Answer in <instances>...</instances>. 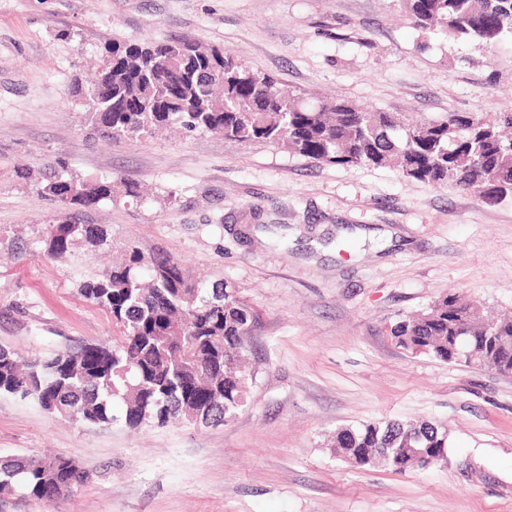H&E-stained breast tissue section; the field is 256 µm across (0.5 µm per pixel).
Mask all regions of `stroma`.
<instances>
[{
	"instance_id": "35a3bbf8",
	"label": "stroma",
	"mask_w": 512,
	"mask_h": 512,
	"mask_svg": "<svg viewBox=\"0 0 512 512\" xmlns=\"http://www.w3.org/2000/svg\"><path fill=\"white\" fill-rule=\"evenodd\" d=\"M172 37L384 112L512 107L511 41L420 32L400 0H0V347L30 359L118 335L80 288L130 244L257 312L247 404L218 425L94 427L0 395V459L63 454L92 471L57 505L0 512H512V376L409 354L386 332L449 293L512 314V199L179 128L86 138L68 89L97 50ZM53 159L142 187L78 215L107 229L105 250L42 257L69 214L13 168ZM379 420L445 426L449 463L401 474L337 458V431Z\"/></svg>"
}]
</instances>
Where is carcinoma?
<instances>
[{
    "instance_id": "carcinoma-1",
    "label": "carcinoma",
    "mask_w": 512,
    "mask_h": 512,
    "mask_svg": "<svg viewBox=\"0 0 512 512\" xmlns=\"http://www.w3.org/2000/svg\"><path fill=\"white\" fill-rule=\"evenodd\" d=\"M414 25L456 41L495 46L512 39V0H404ZM86 135L131 140L178 124L187 133L220 134L252 145L281 146L314 161L388 167L406 178L472 194L487 204L512 197V108L448 112L409 120L401 112L347 99L286 94L277 80L224 49L189 40H113L98 58V77L76 83ZM15 176L62 210L112 200V178L82 176L61 159ZM99 250L107 232L89 224L50 225L43 256L66 255L77 239ZM81 294L112 315L122 335L82 342L47 359L21 361L0 348V395L36 403L49 414L88 425L116 420L130 428L233 417L246 404L253 374L243 368L255 311L233 292L190 279L170 256L127 247L123 261L83 283ZM405 350L495 373L512 370V319L492 320L477 301L443 296L390 326ZM336 455L358 467L394 472L448 459V433L423 421H379L345 428ZM90 472L61 454L0 462V499L48 505L67 498Z\"/></svg>"
}]
</instances>
